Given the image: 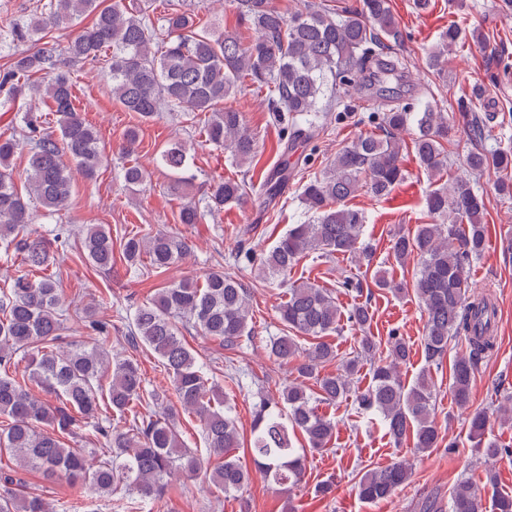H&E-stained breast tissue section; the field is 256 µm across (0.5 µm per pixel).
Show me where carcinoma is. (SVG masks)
Listing matches in <instances>:
<instances>
[{
  "mask_svg": "<svg viewBox=\"0 0 512 512\" xmlns=\"http://www.w3.org/2000/svg\"><path fill=\"white\" fill-rule=\"evenodd\" d=\"M233 2L239 19L253 31L248 42L218 20L201 26L194 13L177 8L161 17L157 30L146 11L125 0L108 5L105 0H49L40 17L16 22L6 33L17 50L0 71V94L20 112V123L11 135L0 136V250L21 258L28 272L0 293V418L9 420L0 428V453L12 455L22 469L36 468L51 478H87L106 494L113 492L118 477L125 483L117 504L121 512H144L164 496L172 479L203 477L228 496L243 492L249 473L234 455L243 443L268 484L282 490L298 485L307 450L326 448L336 433V423L318 412V403L348 396L364 358L371 379L356 400L380 416L386 434L397 443L413 439L419 452L436 447L440 439L430 372L421 371L409 387L400 381L398 368L411 353L401 337H391L387 353L379 355L372 337L363 336L360 354L343 361L335 373H321L336 359L325 337L343 319L360 331L368 329L372 313L368 304L358 303L344 315L330 292L308 281L288 288V299L279 308L286 333L269 340L280 362L296 363L301 380L284 385L276 395L262 389L254 394L246 441L241 440L234 406L227 399L219 402L217 386L183 341L180 327L194 328L222 349L253 340L247 288L222 271H210L200 280L168 282L136 309L129 322L131 342L161 361L181 408L199 422L204 454L187 447L176 413L164 409L152 414L143 408L145 395L156 393L146 390L136 359H112L104 349L76 342L59 345L66 301L57 280L44 270L55 260L52 243L63 247L67 240L59 232L51 242L31 229L35 216L30 204L35 200L52 214L66 209L74 186L69 163L87 180L97 178L108 163L98 132L74 106L66 66L112 51L106 78L114 100L143 120L164 108L208 114L206 141L227 151L237 168L253 162L256 139L228 101L250 86L265 91L269 110L286 132L281 143L285 160L257 187L243 178L210 182L204 205L190 199L181 206V224H199L252 195L276 199L288 182L286 156L318 136L325 113L346 107L348 98L372 84L380 92L391 78L410 84L404 58L387 54L401 40L389 0H363L361 7L339 13L316 4L281 9L272 0ZM83 15L92 16L91 24L67 45H40L47 29ZM459 39V29L448 26L428 54L429 67L443 71L448 50ZM480 95L476 90L457 102L476 141L484 130L475 112ZM44 108L58 116L59 133L49 130ZM378 129L339 150L326 170L303 184L300 202L308 220L288 229L262 258L241 246L235 261L255 265L258 275L274 279L288 276L311 252L325 258L348 256L359 263L370 260L371 249L363 239L365 216L348 201L361 190L384 198L404 180V143L398 133L414 131L415 157L430 176L443 178L449 164L448 113L430 102L418 111L408 104L388 105L378 115ZM24 146L29 158L20 191L10 161ZM193 164L194 146L183 140L167 144L156 157V165L169 176L168 191L178 196H187L195 178ZM463 167L466 175L429 191L425 207L430 222L396 234L392 252L401 264L417 258L412 290L425 317L427 365L442 364L452 338L462 336L467 342L468 351L453 363L451 391L456 405L468 409L474 371L495 347L496 324L494 303L473 296L465 275V266L484 252L486 231L484 199L469 176L493 171L499 175L498 194L512 197V152L476 146L465 155ZM120 179L125 188L135 189L145 185L148 173L139 163H129L122 166ZM81 248L95 268L112 270L110 229L102 224L87 227ZM120 248L128 268L145 263L154 271L169 270L190 251L185 240L163 231L126 236ZM302 336L318 342L303 348L298 343ZM109 371L112 381L104 390L99 380ZM308 380L317 390L306 385ZM30 382L41 395L32 393ZM486 424L484 412L471 413L475 446L488 461L511 458V448L485 439ZM79 427L89 429V440L101 447L74 448L62 440ZM291 430L303 434L307 447L293 446ZM213 456L224 462L210 474ZM410 474L405 460L368 470L356 483L357 494L366 502L387 499ZM18 485L12 475L0 473V512H53L45 498L21 493ZM448 512H484L482 497L463 481L450 495Z\"/></svg>",
  "mask_w": 512,
  "mask_h": 512,
  "instance_id": "cac0c4a2",
  "label": "carcinoma"
}]
</instances>
